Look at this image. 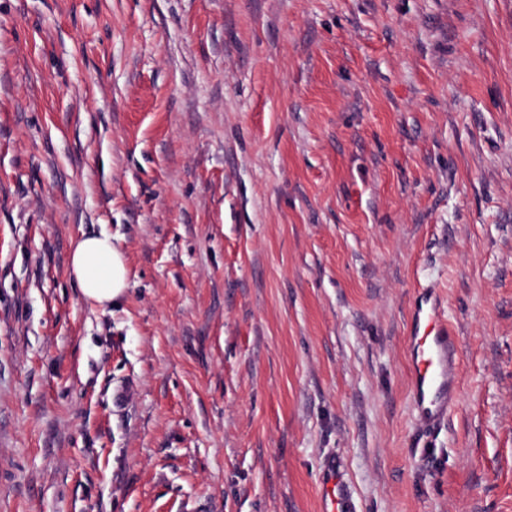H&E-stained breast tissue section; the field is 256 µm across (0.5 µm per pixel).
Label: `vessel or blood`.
<instances>
[{"instance_id":"vessel-or-blood-1","label":"vessel or blood","mask_w":512,"mask_h":512,"mask_svg":"<svg viewBox=\"0 0 512 512\" xmlns=\"http://www.w3.org/2000/svg\"><path fill=\"white\" fill-rule=\"evenodd\" d=\"M408 339L413 406L423 426L434 427L450 416L458 389L457 338L440 314L434 289L419 291ZM322 484L323 512H353L336 459L327 461Z\"/></svg>"}]
</instances>
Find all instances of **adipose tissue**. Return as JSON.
I'll return each instance as SVG.
<instances>
[{"label":"adipose tissue","instance_id":"ef3b65f1","mask_svg":"<svg viewBox=\"0 0 512 512\" xmlns=\"http://www.w3.org/2000/svg\"><path fill=\"white\" fill-rule=\"evenodd\" d=\"M69 272L84 300L91 304L104 306L118 302L129 287L126 256L104 232L74 243Z\"/></svg>","mask_w":512,"mask_h":512}]
</instances>
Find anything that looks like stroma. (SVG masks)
I'll return each instance as SVG.
<instances>
[{"label": "stroma", "mask_w": 512, "mask_h": 512, "mask_svg": "<svg viewBox=\"0 0 512 512\" xmlns=\"http://www.w3.org/2000/svg\"><path fill=\"white\" fill-rule=\"evenodd\" d=\"M331 457L355 512H512V0H0V512H322ZM69 272L90 304L116 303L129 287L125 253L106 232L82 237L73 244ZM410 389L424 427L448 420L458 389L457 336L433 288L418 292L409 330Z\"/></svg>", "instance_id": "1"}]
</instances>
